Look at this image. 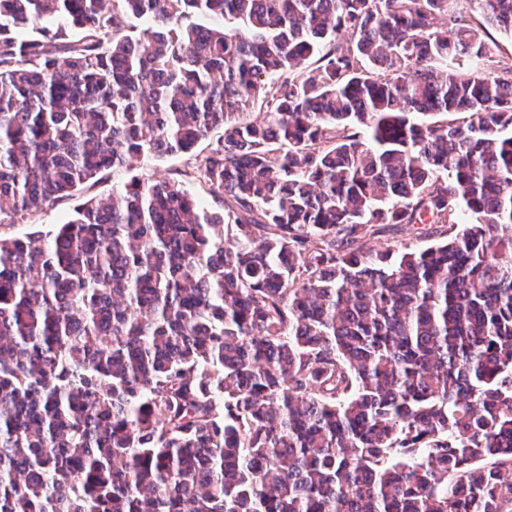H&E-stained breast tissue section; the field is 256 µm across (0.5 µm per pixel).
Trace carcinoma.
I'll list each match as a JSON object with an SVG mask.
<instances>
[{"instance_id":"obj_1","label":"carcinoma","mask_w":512,"mask_h":512,"mask_svg":"<svg viewBox=\"0 0 512 512\" xmlns=\"http://www.w3.org/2000/svg\"><path fill=\"white\" fill-rule=\"evenodd\" d=\"M473 2L0 0V224L222 130L220 212L133 176L0 234V512H512V0Z\"/></svg>"}]
</instances>
